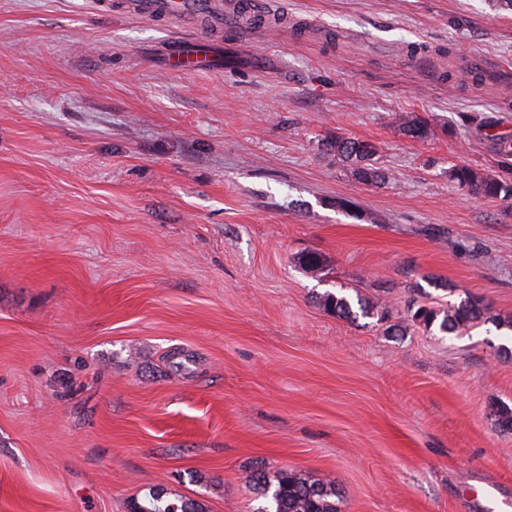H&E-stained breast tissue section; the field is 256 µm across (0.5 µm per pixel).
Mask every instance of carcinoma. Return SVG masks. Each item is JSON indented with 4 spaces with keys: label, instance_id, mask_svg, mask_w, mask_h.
Here are the masks:
<instances>
[{
    "label": "carcinoma",
    "instance_id": "obj_1",
    "mask_svg": "<svg viewBox=\"0 0 512 512\" xmlns=\"http://www.w3.org/2000/svg\"><path fill=\"white\" fill-rule=\"evenodd\" d=\"M399 128L405 135L418 140L431 137L433 131L419 115H400ZM326 150L337 159L351 166L355 179L364 184H381L389 180L388 173L378 166V148L365 141L336 135L324 143ZM448 179L459 189L479 198L512 200V181L495 171H479L466 163H458L448 168ZM323 310L340 319L356 321L358 316L373 317L376 307L367 300H357L358 310H353L349 299L339 293L326 291L315 296ZM485 308L478 300L465 297L457 304L446 308L426 305L418 307L412 318L429 332L437 330L444 334H459L474 323L483 320ZM247 483L263 503L253 512H340L342 496L332 481L314 479L296 471L282 470L271 476L264 469L257 468L247 475ZM164 490L153 488L149 497L154 505L147 507L139 503L133 505V512H206L204 504L185 499L178 504L169 502L158 506Z\"/></svg>",
    "mask_w": 512,
    "mask_h": 512
}]
</instances>
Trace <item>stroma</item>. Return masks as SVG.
<instances>
[{
	"mask_svg": "<svg viewBox=\"0 0 512 512\" xmlns=\"http://www.w3.org/2000/svg\"><path fill=\"white\" fill-rule=\"evenodd\" d=\"M265 3L283 25L224 34L233 65L175 72L174 22L0 0V512H131L159 485L252 512L258 467L335 480L341 512H512V200L448 180L512 177V11ZM328 290L379 313L336 318ZM468 296L488 318L460 335L410 318ZM399 128L413 139L423 140L431 137L433 131L423 117L419 115H399L396 117ZM324 146L338 160L351 166L358 181L364 184H384L389 180L388 173L378 166V148L374 144L336 134L328 138ZM448 179L459 189L479 198L512 200V181L495 171H479L466 163L448 168Z\"/></svg>",
	"mask_w": 512,
	"mask_h": 512,
	"instance_id": "35a3bbf8",
	"label": "stroma"
}]
</instances>
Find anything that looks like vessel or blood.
I'll return each mask as SVG.
<instances>
[{
    "label": "vessel or blood",
    "instance_id": "1",
    "mask_svg": "<svg viewBox=\"0 0 512 512\" xmlns=\"http://www.w3.org/2000/svg\"><path fill=\"white\" fill-rule=\"evenodd\" d=\"M127 13L147 20L178 19L192 38L182 40L168 53L171 69L183 72L206 68L221 42L219 33L233 31L242 22L239 6L221 7L217 0H126Z\"/></svg>",
    "mask_w": 512,
    "mask_h": 512
}]
</instances>
